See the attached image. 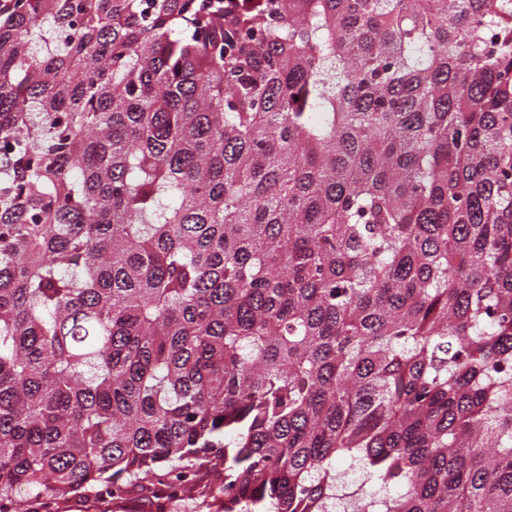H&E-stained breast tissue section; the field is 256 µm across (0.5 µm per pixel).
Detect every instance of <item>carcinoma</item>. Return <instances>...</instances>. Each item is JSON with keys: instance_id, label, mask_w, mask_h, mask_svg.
<instances>
[{"instance_id": "obj_1", "label": "carcinoma", "mask_w": 512, "mask_h": 512, "mask_svg": "<svg viewBox=\"0 0 512 512\" xmlns=\"http://www.w3.org/2000/svg\"><path fill=\"white\" fill-rule=\"evenodd\" d=\"M218 466L512 512V0H0V501Z\"/></svg>"}]
</instances>
